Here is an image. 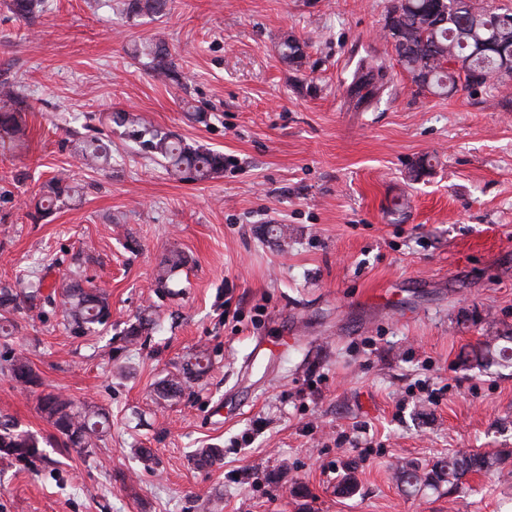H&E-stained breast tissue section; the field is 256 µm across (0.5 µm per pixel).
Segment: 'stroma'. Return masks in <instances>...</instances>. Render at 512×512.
<instances>
[{
    "label": "stroma",
    "mask_w": 512,
    "mask_h": 512,
    "mask_svg": "<svg viewBox=\"0 0 512 512\" xmlns=\"http://www.w3.org/2000/svg\"><path fill=\"white\" fill-rule=\"evenodd\" d=\"M119 2L48 0L30 26L0 0V80L31 106L25 149L0 136V279L43 259L55 284L83 252L112 304L103 336L69 335L47 308L10 339L42 390L105 407L112 430L88 452L0 461V512H512V474L460 497L399 482L410 462L512 449V362L464 359L512 336V84L417 93L382 36L393 0H174L161 18ZM287 34L308 44L302 71L281 57ZM155 38L182 84L133 57ZM369 55L389 87L348 111L347 77ZM114 110L233 163L179 182L116 132L111 165L88 168L73 145ZM61 171L78 194L33 221ZM173 249L188 263L161 290ZM143 313L162 332L123 350ZM260 341L276 351L254 358ZM200 351L210 372L157 399L154 383ZM39 392L0 373V411L49 438ZM214 447L223 458L196 468L193 450ZM348 470L358 487L344 496ZM187 257L178 250H171L159 262V270L155 278L156 288H168V280L172 272L182 267Z\"/></svg>",
    "instance_id": "stroma-1"
}]
</instances>
